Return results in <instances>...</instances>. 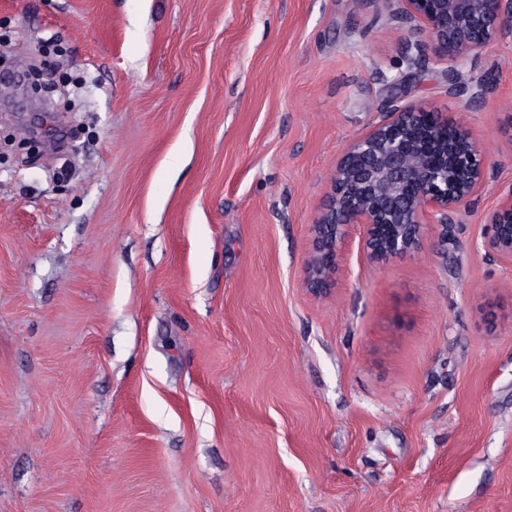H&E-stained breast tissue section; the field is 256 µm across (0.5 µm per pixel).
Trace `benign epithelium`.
<instances>
[{
  "label": "benign epithelium",
  "mask_w": 512,
  "mask_h": 512,
  "mask_svg": "<svg viewBox=\"0 0 512 512\" xmlns=\"http://www.w3.org/2000/svg\"><path fill=\"white\" fill-rule=\"evenodd\" d=\"M410 29L426 34L416 44L417 64L432 55L450 64L477 57L512 33V0H392ZM448 93L484 97L483 84L451 80ZM485 184L479 137L460 116L442 122L421 103L386 101L383 119L341 152L311 224L312 260L306 287L335 283L339 246L347 229L361 230L367 257L384 264L414 255L426 226L451 224ZM485 252L512 263V191L491 218Z\"/></svg>",
  "instance_id": "7a95c632"
}]
</instances>
